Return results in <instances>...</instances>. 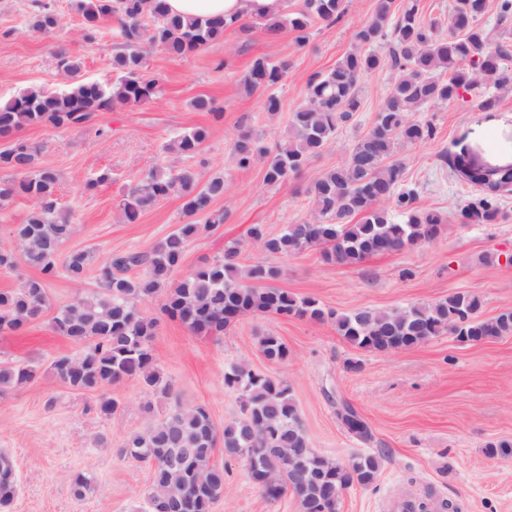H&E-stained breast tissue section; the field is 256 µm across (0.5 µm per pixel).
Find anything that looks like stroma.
Wrapping results in <instances>:
<instances>
[{"instance_id":"35a3bbf8","label":"stroma","mask_w":512,"mask_h":512,"mask_svg":"<svg viewBox=\"0 0 512 512\" xmlns=\"http://www.w3.org/2000/svg\"><path fill=\"white\" fill-rule=\"evenodd\" d=\"M32 3L0 0L1 103L31 89L68 88L70 77L56 67L61 49L80 59L84 79L116 82L112 58L118 42L111 22H104L96 40H85L73 0H52L62 24L40 34L28 27ZM345 7L342 20L318 26L303 50L290 37L271 39L257 28L227 30L222 41L181 60L148 50L146 72L162 81L159 101L102 112L87 125L18 130L19 138L40 145V164L61 174L56 196L73 226L61 255L87 250L103 258L148 251L185 223L182 199L160 200L126 224L119 214L121 198L149 169L191 168L204 178L223 174L226 191L212 207L225 212L226 220L202 228L189 242L183 271L222 256L225 246L236 241L240 265L280 266L279 288L316 298L339 314L427 304L463 291L481 297V318L512 310V192L501 199L505 218L500 223H461L460 211L477 190L459 182L445 161L463 151L483 162L512 156L510 89L498 91L499 104L491 112L480 110L469 93L425 107L420 117L433 124L434 139L399 151L417 206L445 218L433 242L375 255L356 266L325 263L315 249L271 255L250 242L251 225H266L275 235L309 217L311 200L295 193V186L312 184L340 163L384 104L394 77L387 66L365 78L359 111L307 165L298 185H266L261 166L243 170L234 160L231 143L240 119H247L265 144L285 137L292 112L306 100L307 77L330 69L350 49L353 32L371 17L375 0H345ZM257 56L290 65L275 89L282 109L273 116L263 111L261 96L247 94L241 84ZM200 96L214 100L223 117L195 110L192 102ZM197 126L210 130L199 155L168 152L174 136ZM103 173L107 182L97 184ZM97 289V268L79 281L59 273L48 286L49 308L23 331L0 337V364L26 362L38 372L33 384L0 396V454L13 460L18 484L7 512H145L152 473L121 457L125 438L145 430L176 403L204 406L219 428L241 417L239 392L224 384V371L233 363L288 381L310 445L319 454L340 463L360 454L381 455L376 482L349 488L338 512H385L395 497L450 500L459 512H512V455L489 450L493 443H512V336L464 344L444 333L395 353H372L350 345L333 321L268 314L241 317L224 333L209 336L169 319L159 294L141 309L157 322L152 348L171 383L169 396H151L136 380L80 392L51 368L56 357L80 352L53 330L52 317L59 307ZM267 334L285 342L286 361L264 358L259 339ZM104 397L119 401L114 414L99 412ZM342 400L367 422L370 441L358 440L342 425L336 415ZM213 460L224 469V496L213 512H298L292 495L266 499L243 463L226 460L219 451ZM77 471L96 481L95 491L81 500L70 484Z\"/></svg>"}]
</instances>
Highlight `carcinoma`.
I'll return each mask as SVG.
<instances>
[{"mask_svg": "<svg viewBox=\"0 0 512 512\" xmlns=\"http://www.w3.org/2000/svg\"><path fill=\"white\" fill-rule=\"evenodd\" d=\"M81 14L84 37L96 39L101 24L113 21L122 40L112 67L120 73L110 86L79 80L61 93L29 90L0 103V137H11L26 125L54 128L91 123L99 112L139 106L160 98L161 81L143 75V46L159 48L169 59L180 60L224 39V31L240 19L224 16L195 18L170 13L166 0H75ZM488 0H453L448 18H426L418 0H376L370 19L355 30L352 45L326 72H315L306 82L305 103L293 113L285 139L265 146L251 126L239 124L232 143L237 166L248 169L263 163V180L280 186L298 178L336 135L338 127L359 111L362 81L377 70L383 59L373 46L392 38L390 63L395 78L384 107L373 126L360 137L348 156L325 171L305 189L311 198V217L290 224L280 234H268L265 225L248 230L252 243L272 255L288 257L316 248L326 263L358 265L367 258L404 250L436 239L444 217L416 206L415 189L404 183V166L396 159L401 145L423 144L435 137L428 121L414 118L424 106L451 103L465 92L483 85L512 86V41L492 40L481 19ZM345 14L344 0H304L288 15L256 16V24L271 38L292 35L295 46L305 48L318 24H334ZM151 23H145V19ZM61 25V17L49 3L32 13L29 27L49 32ZM57 67L75 78L79 59L60 50ZM288 73L284 61L259 56L242 79L249 94L263 95L262 108L273 115L281 110L274 89ZM210 132L199 126L175 136L168 148L186 157L201 151ZM40 146L16 139L0 152V171L22 178L0 180V211L18 198L33 201L26 223L13 231V239L0 244V268L12 269L16 257L38 268L39 276L25 279L11 291L0 292V335L14 334L49 306L47 285L59 274L57 255L70 238L73 225L56 198L60 173L39 165ZM455 175L477 187L478 194L463 209L469 223L497 224L503 219L499 201L512 185V166L495 170L469 167L449 161ZM224 174L201 181L191 169L152 168L124 195L119 209L125 220L135 222L148 207L173 194L183 200L189 221L153 245L147 253L130 252L108 257L99 269V290L60 307L52 327L82 348L77 356L61 355L52 362L60 380L74 390L89 391L103 384L127 380L141 382L148 391L166 396L170 383L157 367L151 342L156 322L144 316L140 305L165 291L162 311L196 334H217L248 314H275L315 321L330 319L340 336L354 347L386 352L402 344L412 347L443 332L471 336L478 342L512 335V311L493 318L494 325L478 319L480 297L454 293L434 303L390 310L362 309L349 314L325 310L313 297H295L273 285L282 274L279 267L263 262L240 266L239 249L233 245L180 279L188 242L200 225L224 223V212L210 210L224 196ZM94 256L87 251L69 253L64 270L73 280L85 276ZM143 268L139 277L125 272ZM264 357L283 362L288 347L275 335L260 340ZM37 369L30 364L0 365V394L33 383ZM224 385L241 392L242 416L219 430L207 409L197 405L170 408L143 432L131 433L120 454L147 464L152 471L146 493L148 512L153 494L167 498L164 512H212L224 496V468L213 463L217 442L227 457L246 450L251 460V483L269 500L291 493L299 512H316L314 502L326 488L340 490L373 484L380 471V457L359 455L339 463L311 448L288 382L258 372L244 363H233L224 372ZM338 416L348 431L361 441L372 435L368 424L348 402H341ZM301 450L305 478L298 482L282 449ZM71 484L82 499L95 488L92 476L76 472ZM16 474L12 460L0 454V507L15 497Z\"/></svg>", "mask_w": 512, "mask_h": 512, "instance_id": "1", "label": "carcinoma"}]
</instances>
